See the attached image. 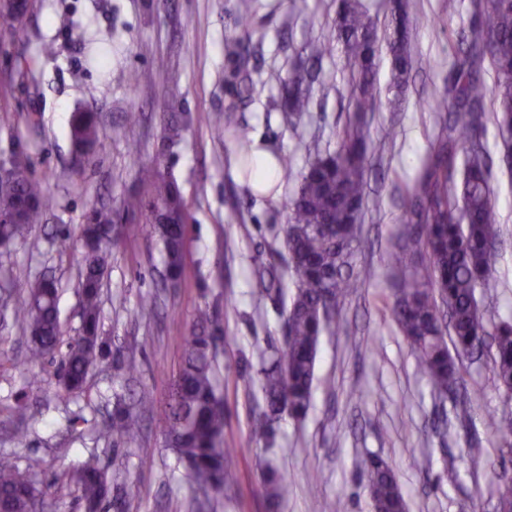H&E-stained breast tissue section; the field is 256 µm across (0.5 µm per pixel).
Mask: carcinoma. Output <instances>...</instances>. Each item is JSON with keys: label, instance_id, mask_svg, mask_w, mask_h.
I'll return each instance as SVG.
<instances>
[{"label": "carcinoma", "instance_id": "1", "mask_svg": "<svg viewBox=\"0 0 512 512\" xmlns=\"http://www.w3.org/2000/svg\"><path fill=\"white\" fill-rule=\"evenodd\" d=\"M477 21L461 32L452 46V61L442 123L436 147L429 154L415 186L406 194L402 224L412 229L403 243L386 257L400 270L399 288L391 315L410 345L419 368L434 390L446 391L459 380V360L471 353L488 331L476 299L479 288H492L496 277L489 247L500 242V216L490 185V172L479 140L487 114H492L506 149L512 151V0H470ZM417 19L410 0H398L390 11L386 31L392 58L394 84L400 86L415 60L410 35L394 39L400 26ZM342 45L351 60L354 112L349 116L338 147L333 152L313 148L314 158L294 174L286 156L276 157L278 174L296 182L288 202L289 218L283 247L294 291L286 312V336L272 358L259 370L265 410L253 425L257 440L270 437L269 421L284 413L301 420L310 407L320 338L336 331L340 299L375 277L369 263L351 271L359 244V218L365 194L367 120L377 98L375 59L378 38L360 0H336L335 26L305 48L306 59L294 67L283 84L285 103L292 112L309 107V88L318 76L314 65L334 55ZM227 71L224 83L229 101L214 127L217 138L230 134L239 147L243 175L251 178L254 161L248 129L240 124L238 110L249 96L251 83L242 41L224 40ZM494 83L482 79L485 67ZM187 116L163 113V146L181 137ZM72 159L89 164L101 144L100 117L96 112L73 113L70 125ZM0 169L1 242H24L32 227L43 222L47 199L43 180L27 174L28 157L19 150ZM462 172V179L455 174ZM137 177L146 197L124 200L127 213L154 227L163 244L164 264L171 282L183 274L187 224L191 219L183 190L176 179L154 165L139 167ZM114 216L109 208H92L83 216L80 238L84 256L81 271L82 329L68 342L58 371V381L68 393L81 392L100 354L99 296L112 246ZM426 258L419 270H410L409 256ZM14 318L29 334V357L39 360L60 344L58 287L54 281H35L27 300L15 308ZM212 316L197 313V328L185 338V357L173 382L169 403L167 440L185 464L205 499L224 492V402L218 393L219 362L214 336L208 331ZM493 380L497 388L512 392V324L501 323L494 334ZM141 432L140 415L119 408L106 433L112 441H135ZM363 478L374 512H405L406 501L394 468L385 460H366ZM87 512H102L110 486L96 457L87 459L75 474ZM267 496L278 501L288 495V479L274 471L265 480ZM499 509L512 512V477L498 482ZM38 502L35 474L21 469L8 456H0V506L5 512H34Z\"/></svg>", "mask_w": 512, "mask_h": 512}]
</instances>
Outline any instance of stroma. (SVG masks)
<instances>
[{
    "instance_id": "stroma-1",
    "label": "stroma",
    "mask_w": 512,
    "mask_h": 512,
    "mask_svg": "<svg viewBox=\"0 0 512 512\" xmlns=\"http://www.w3.org/2000/svg\"><path fill=\"white\" fill-rule=\"evenodd\" d=\"M416 63L409 86L392 83L391 57L375 60L378 96L367 117V195L362 242L353 266L371 263L377 277L345 297L336 332L323 335L315 367L312 407L300 422L281 415L271 443L254 440L253 421L264 397L261 354L283 336L277 296H258L256 279L270 271L291 288L283 246L285 207L294 184L275 192H248L238 174L232 143L219 140L206 117L223 111L227 61L224 40L245 36L251 92L238 116L251 140L288 156L294 171L309 160L308 146L336 150L353 111L349 65L343 52L322 62L309 109L287 119L281 82L305 44L334 26L336 0H308L298 14L290 0H255L241 17L238 0H37L35 11L13 28L0 27V81L25 54L34 82H14L0 99V155L24 147L33 177L47 182L46 223L30 238L0 248V271L13 272L8 309L0 311V455L35 473L43 493L41 512H84L66 472L96 456L123 512H197L198 493L185 465L167 444L171 382L182 364L184 340L198 308L214 314L219 384L224 399V442L231 448L223 497L212 512H318L335 500L339 512H372L360 478L367 457L388 459L408 512H497V476L512 477V453L495 421L512 410L492 381V354L465 360L462 380L449 396L435 394L390 317L399 286L385 250L399 243L403 197L425 163L442 119L437 110L448 86L451 46L472 17L467 0H418ZM191 26H184L185 16ZM56 52L45 56L42 47ZM152 70L155 86L134 88L136 72ZM197 120L166 157L156 155L162 114L171 98ZM80 109L99 112L104 146L93 164L72 162L69 123ZM141 115L138 125L126 116ZM482 143L503 234L496 250L495 287L478 290L487 328L512 321V172L502 161L495 123ZM162 162L183 189L192 215L181 280L161 279V245L148 224L125 215L140 165ZM105 204L117 216L101 297L104 355L89 374L85 392L64 393L57 378L61 355L38 365L27 361L29 337L12 307L27 298L35 278L59 284L62 342L81 328L78 269L84 214ZM155 307L142 310L143 299ZM134 358L128 375L118 359ZM147 397L142 433L113 444L104 431L117 401ZM287 476L288 498L270 508L262 470Z\"/></svg>"
}]
</instances>
